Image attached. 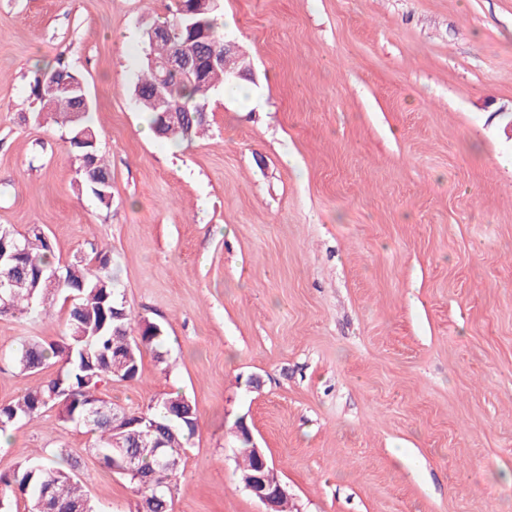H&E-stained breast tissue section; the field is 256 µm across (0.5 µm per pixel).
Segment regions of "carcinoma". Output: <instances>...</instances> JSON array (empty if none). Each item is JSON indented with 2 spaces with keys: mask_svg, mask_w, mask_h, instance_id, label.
I'll list each match as a JSON object with an SVG mask.
<instances>
[{
  "mask_svg": "<svg viewBox=\"0 0 512 512\" xmlns=\"http://www.w3.org/2000/svg\"><path fill=\"white\" fill-rule=\"evenodd\" d=\"M219 12L220 5L215 0H173L169 16L160 22L168 28V35L148 44L135 97L142 110L150 114L151 128L162 138L181 143L205 131L207 117L199 110L208 109V92L216 83L226 80L225 68L236 67L238 60L230 59L224 67H205L192 81L172 73L162 84L153 62L170 57L188 42L224 46ZM80 81L79 74L59 63L35 73L30 96L36 101H48V113L62 115L61 127L80 162L81 186L107 208L112 202V177L98 148L91 145L96 133L87 120V111L80 108L81 93L76 90ZM160 100L182 109L174 125L159 123ZM0 238L8 245L15 240L25 250L19 260L0 266V281L6 283V287L0 288V314L38 317L45 312L44 303L56 294H79L69 308L66 342L46 345L29 339L14 355V362L23 371H38L52 361L60 363V368L56 377L30 389L17 401L0 406V433H6L24 419L57 408L65 421L86 428L95 437V449L110 467L114 405L93 396V392L107 376L122 381L138 379L146 352L164 362V355L158 351L163 330L149 321L135 327L131 313L122 316L112 311L114 307L123 309V296L118 271L106 253L96 251L91 259L80 258L61 267L49 258L52 246L33 226L24 234L1 228ZM183 400L179 395L168 396L144 411H128L130 421L147 418L162 431L163 438L161 448L153 450L141 447L140 426L134 425L123 433L121 470L136 485L141 497L137 512H169L164 504L171 503V490L181 469L164 468L158 459L182 462L185 445L198 428L197 416H181ZM98 408L104 409V413H97ZM235 438L239 447L233 453L240 472H250L255 460L248 451L249 440L238 434ZM69 460L68 451L61 447L51 459L28 460L9 474H0V512H11L12 503L20 499L27 500L32 507L43 502V512H71L75 506L80 512H94L75 475L63 467Z\"/></svg>",
  "mask_w": 512,
  "mask_h": 512,
  "instance_id": "1",
  "label": "carcinoma"
}]
</instances>
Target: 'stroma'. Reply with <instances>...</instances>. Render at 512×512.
I'll return each mask as SVG.
<instances>
[{"label":"stroma","mask_w":512,"mask_h":512,"mask_svg":"<svg viewBox=\"0 0 512 512\" xmlns=\"http://www.w3.org/2000/svg\"><path fill=\"white\" fill-rule=\"evenodd\" d=\"M171 0H0V225L118 266L164 362L100 397L186 394L199 428L172 512H262L245 420L295 512H512V0H222L251 74L192 142L142 137L143 24ZM85 83L112 203L80 186L37 68ZM68 306L0 314V405L56 375ZM58 409L0 438V474L70 448L98 512H136Z\"/></svg>","instance_id":"35a3bbf8"}]
</instances>
